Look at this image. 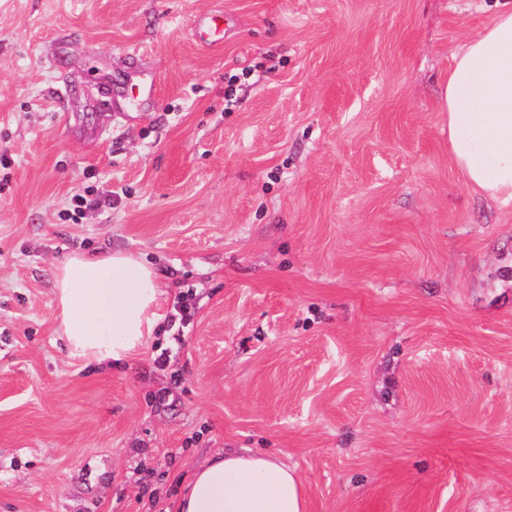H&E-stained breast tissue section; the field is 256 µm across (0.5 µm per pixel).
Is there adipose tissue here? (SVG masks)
Returning a JSON list of instances; mask_svg holds the SVG:
<instances>
[{
    "instance_id": "obj_1",
    "label": "adipose tissue",
    "mask_w": 512,
    "mask_h": 512,
    "mask_svg": "<svg viewBox=\"0 0 512 512\" xmlns=\"http://www.w3.org/2000/svg\"><path fill=\"white\" fill-rule=\"evenodd\" d=\"M441 110L448 154L466 182L494 201H512V0L453 57ZM161 288L153 267L124 251L77 255L56 272L63 334L79 354L126 359L151 335ZM179 512H305L295 469L252 452H220L197 470Z\"/></svg>"
}]
</instances>
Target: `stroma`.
<instances>
[{"label": "stroma", "instance_id": "obj_1", "mask_svg": "<svg viewBox=\"0 0 512 512\" xmlns=\"http://www.w3.org/2000/svg\"><path fill=\"white\" fill-rule=\"evenodd\" d=\"M497 9L0 0V512H174L242 449L307 512H512V203L466 184L440 107ZM88 187L112 206L60 220ZM115 249L164 296L97 362L54 272Z\"/></svg>", "mask_w": 512, "mask_h": 512}]
</instances>
